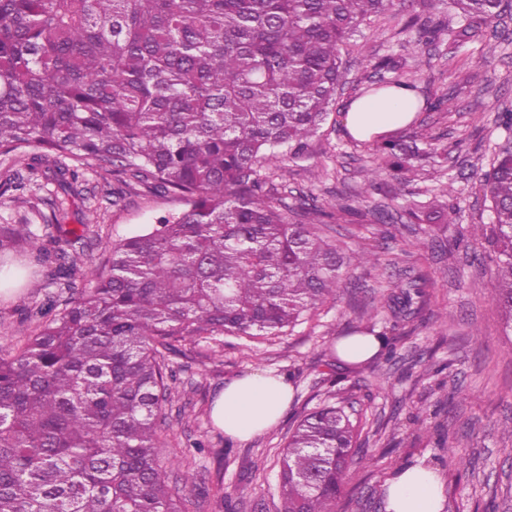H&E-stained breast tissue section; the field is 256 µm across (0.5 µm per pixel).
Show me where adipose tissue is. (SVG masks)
Segmentation results:
<instances>
[{"label": "adipose tissue", "mask_w": 512, "mask_h": 512, "mask_svg": "<svg viewBox=\"0 0 512 512\" xmlns=\"http://www.w3.org/2000/svg\"><path fill=\"white\" fill-rule=\"evenodd\" d=\"M416 116L412 92L391 88L366 93L347 104L346 132L358 140L385 136L411 123ZM293 387L285 376L254 371L228 382L215 399L211 417L225 435L247 440L274 427L287 410ZM387 512H443L439 475L417 465L396 472L384 485Z\"/></svg>", "instance_id": "obj_1"}]
</instances>
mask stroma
Here are the masks:
<instances>
[{
    "label": "stroma",
    "instance_id": "obj_1",
    "mask_svg": "<svg viewBox=\"0 0 512 512\" xmlns=\"http://www.w3.org/2000/svg\"><path fill=\"white\" fill-rule=\"evenodd\" d=\"M413 19L451 27L458 22L448 0H406L392 13L373 18L343 53L346 82L312 142L311 158L273 162L262 171L289 207L303 196L316 197L326 207L351 204V211L337 213L326 233L345 250L372 249L382 273L350 271L335 299L292 333L187 341L170 361L176 380L166 407L161 461L187 512H211L219 496L224 512H281L280 457L288 430L321 402L332 377L362 419L365 451L345 473L336 512H385L386 480L398 469L419 464L441 476L444 512H512V440L499 434L502 424H512V340L502 334L486 269L479 259L457 252L436 225L411 232L374 223L367 215L377 206L397 212L411 202L442 208L441 188L451 182L457 189V223L488 222L480 174L503 141L498 115L512 109V11L500 21L505 38L485 36L454 58L447 44L419 43L416 28L409 25ZM392 53L405 56L415 71L422 103L412 124L396 137L407 142L421 134L433 137L441 154L439 163L425 167L399 199L380 187L365 189L361 171L371 163L369 145L345 134L341 123L346 103L368 86L369 59ZM437 97L451 98V109H429L428 100ZM50 171V165L38 166L24 196H0V224L29 225L35 237L45 240L58 227H79L87 211H96L87 258L73 278L78 288L104 265L113 243L183 207L172 196L136 193L111 202L105 197L111 175L89 169L82 194L67 197L66 214L57 223L47 203L58 192ZM422 275L428 279L422 311L396 321L389 302L393 288ZM54 290L35 252L0 253V351L17 349L32 333L36 323L28 319V310ZM371 319L389 327L395 358L358 369L337 366V337L363 330ZM255 370L287 376L293 399L270 430L246 441L230 439L214 425L211 404L227 382ZM457 387L467 398L452 407L447 398ZM195 439L204 442L203 450L190 448ZM451 447L473 457L472 471L453 465L447 453ZM188 469L196 476L192 488L180 480Z\"/></svg>",
    "mask_w": 512,
    "mask_h": 512
}]
</instances>
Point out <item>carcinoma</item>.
I'll list each match as a JSON object with an SVG mask.
<instances>
[{
	"label": "carcinoma",
	"mask_w": 512,
	"mask_h": 512,
	"mask_svg": "<svg viewBox=\"0 0 512 512\" xmlns=\"http://www.w3.org/2000/svg\"><path fill=\"white\" fill-rule=\"evenodd\" d=\"M403 0H0V155L48 161L66 195L81 171L112 173V203L138 187L184 208L110 247L77 296H49L36 329L0 356V512H185L160 461L170 398L167 357L188 338L278 336L336 297L351 268L380 270L317 225L332 213L301 201L288 221L265 190L263 166L303 158L336 101L342 50ZM508 0H450L455 28H420L456 57L497 27ZM411 90L406 59L372 63ZM508 145L483 174L490 222L456 245L488 251L491 296L512 337V112ZM364 185L403 195L417 164L436 157L423 137L373 144ZM455 225L453 184L443 188ZM85 235L58 225L36 245L26 224L0 225V253L37 246L49 279L71 286ZM425 284L401 289L407 317ZM361 420L328 391L295 421L281 459L285 512H334L361 452Z\"/></svg>",
	"instance_id": "obj_1"
}]
</instances>
